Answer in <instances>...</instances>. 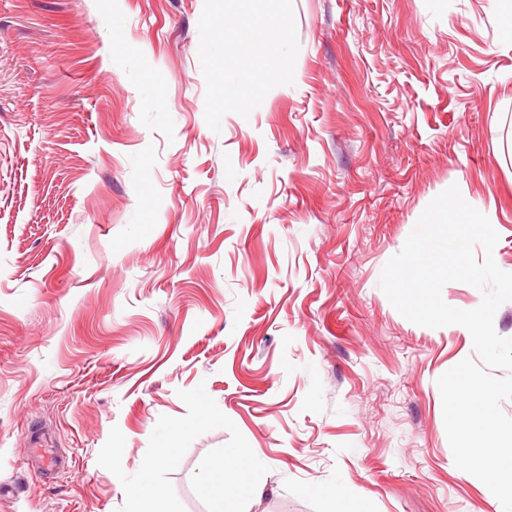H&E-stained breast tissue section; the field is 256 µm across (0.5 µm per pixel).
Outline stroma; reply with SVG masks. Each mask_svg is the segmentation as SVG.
Listing matches in <instances>:
<instances>
[{
  "label": "stroma",
  "instance_id": "obj_1",
  "mask_svg": "<svg viewBox=\"0 0 512 512\" xmlns=\"http://www.w3.org/2000/svg\"><path fill=\"white\" fill-rule=\"evenodd\" d=\"M204 0H0V512H118L205 386L267 466L246 512H500L436 380L460 325L378 286L458 186L512 272V15L497 0H293L294 82L204 119ZM225 429L169 478L190 485Z\"/></svg>",
  "mask_w": 512,
  "mask_h": 512
}]
</instances>
